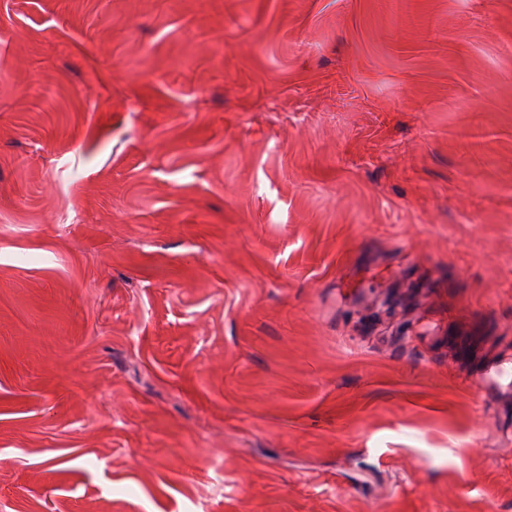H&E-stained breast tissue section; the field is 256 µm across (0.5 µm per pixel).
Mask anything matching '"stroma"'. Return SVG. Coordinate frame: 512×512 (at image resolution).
<instances>
[{"instance_id":"1","label":"stroma","mask_w":512,"mask_h":512,"mask_svg":"<svg viewBox=\"0 0 512 512\" xmlns=\"http://www.w3.org/2000/svg\"><path fill=\"white\" fill-rule=\"evenodd\" d=\"M0 512H512V0H0Z\"/></svg>"}]
</instances>
